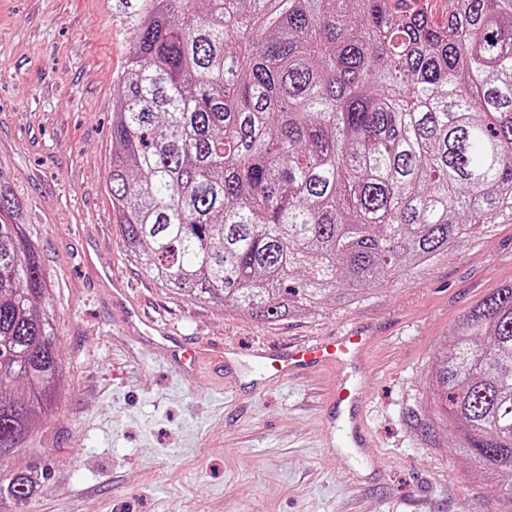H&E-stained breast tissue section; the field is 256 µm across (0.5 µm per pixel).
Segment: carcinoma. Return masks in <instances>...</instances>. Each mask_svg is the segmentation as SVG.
Wrapping results in <instances>:
<instances>
[{"label":"carcinoma","mask_w":512,"mask_h":512,"mask_svg":"<svg viewBox=\"0 0 512 512\" xmlns=\"http://www.w3.org/2000/svg\"><path fill=\"white\" fill-rule=\"evenodd\" d=\"M118 0L107 186L161 287L281 320L350 305L512 223V0ZM36 247L0 171V453L62 377ZM430 381L458 452L512 472V283ZM31 495L24 473L8 478Z\"/></svg>","instance_id":"1"}]
</instances>
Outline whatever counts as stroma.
<instances>
[{
  "instance_id": "stroma-1",
  "label": "stroma",
  "mask_w": 512,
  "mask_h": 512,
  "mask_svg": "<svg viewBox=\"0 0 512 512\" xmlns=\"http://www.w3.org/2000/svg\"><path fill=\"white\" fill-rule=\"evenodd\" d=\"M127 50L112 0H0V170L40 256L64 365L36 425L0 454V512H512V475L458 454L428 378L463 315L512 282V224L343 308L260 323L175 296L125 255L107 192ZM98 268L216 350L374 330L369 447L340 429L325 438L330 374L261 389L214 364L178 378L128 331ZM20 472L34 488L24 502L3 483Z\"/></svg>"
}]
</instances>
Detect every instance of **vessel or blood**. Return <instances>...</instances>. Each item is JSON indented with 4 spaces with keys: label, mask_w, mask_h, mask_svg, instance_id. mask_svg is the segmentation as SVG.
Masks as SVG:
<instances>
[{
    "label": "vessel or blood",
    "mask_w": 512,
    "mask_h": 512,
    "mask_svg": "<svg viewBox=\"0 0 512 512\" xmlns=\"http://www.w3.org/2000/svg\"><path fill=\"white\" fill-rule=\"evenodd\" d=\"M97 276L110 283V298L113 305L122 308L127 327L142 341L151 344L158 356L181 375L193 376L201 365L211 361L217 362L229 377L240 367H249L260 381L268 378L285 381L316 371H332L336 376L334 393L338 418L350 422V442L365 439L366 431L355 404L362 397L369 373V352L376 342L373 333L349 330L330 339L295 342L279 349L259 343L244 351L228 344L216 358L207 344L188 342L162 326L157 318L142 314L130 299L125 285L110 271L99 270Z\"/></svg>",
    "instance_id": "vessel-or-blood-1"
}]
</instances>
